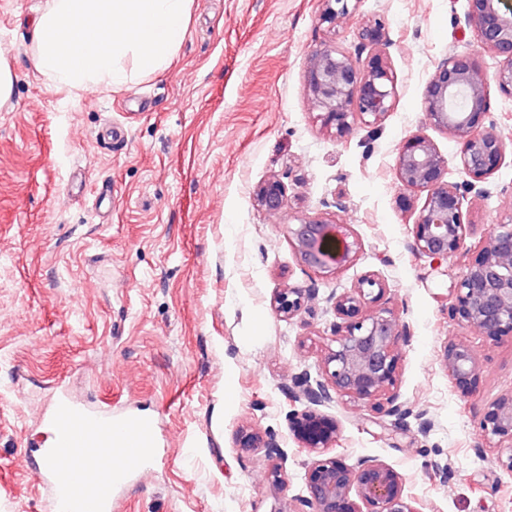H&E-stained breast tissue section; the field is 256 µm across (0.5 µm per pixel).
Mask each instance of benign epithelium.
<instances>
[{"label":"benign epithelium","mask_w":512,"mask_h":512,"mask_svg":"<svg viewBox=\"0 0 512 512\" xmlns=\"http://www.w3.org/2000/svg\"><path fill=\"white\" fill-rule=\"evenodd\" d=\"M319 20L334 31L349 18L362 0H320ZM464 25L481 46L500 59L488 73L479 56L454 49L442 59L427 83L424 98L426 123L444 130L458 145L457 166L464 184L446 180L448 159L420 134L409 136L398 148L395 171L401 187L423 190L426 197L412 228L410 248L420 259L440 264L465 247L468 223L467 195L489 196L487 180L499 169L506 151L505 139L495 131L489 112V87L512 97V3L507 0H467ZM391 45L382 22L371 17L358 31V52H369L365 64L325 44L306 62V85L321 126L341 140L358 127L378 128L396 104V76L386 49ZM256 204L275 214L287 201L284 183L270 176L254 189ZM299 263L322 278H332L356 260L359 238L349 224L323 216H301L288 227ZM474 259L464 266L452 291V319L496 341L512 337V217L500 223L475 246ZM378 286L373 297L364 288H344L329 301L336 315L347 320L345 333L334 336L321 362L322 379L308 383L303 395L311 408L296 421L300 437L316 457L305 473L306 496L300 512H421L405 493L401 475L377 459L362 458L347 465L321 449L335 441L336 421L319 411L337 396L358 401L386 397L387 411L406 419L412 415L424 429L431 421L398 401L390 389L395 382L396 349L407 339L406 327L384 308H368L384 294ZM311 289L285 288L271 300V308L291 319L301 310ZM443 364L456 389L470 393L480 372L473 349L449 343ZM481 426L488 442H512V394L492 402ZM240 448H265L279 458L283 451L272 437L254 429L238 435Z\"/></svg>","instance_id":"obj_1"}]
</instances>
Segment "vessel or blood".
I'll return each instance as SVG.
<instances>
[{
    "label": "vessel or blood",
    "mask_w": 512,
    "mask_h": 512,
    "mask_svg": "<svg viewBox=\"0 0 512 512\" xmlns=\"http://www.w3.org/2000/svg\"><path fill=\"white\" fill-rule=\"evenodd\" d=\"M137 434L145 446L151 448V459L136 456L118 459L109 474L97 473L88 466L72 471L69 462L75 452H82L85 460H93L98 451L110 447L115 426ZM52 445L41 451L45 468L40 474L41 483L47 488L53 512H115L116 492L133 478L145 462L159 464L165 457L157 449L152 423L128 411L113 412L111 407L92 411L57 399L48 423Z\"/></svg>",
    "instance_id": "obj_1"
}]
</instances>
